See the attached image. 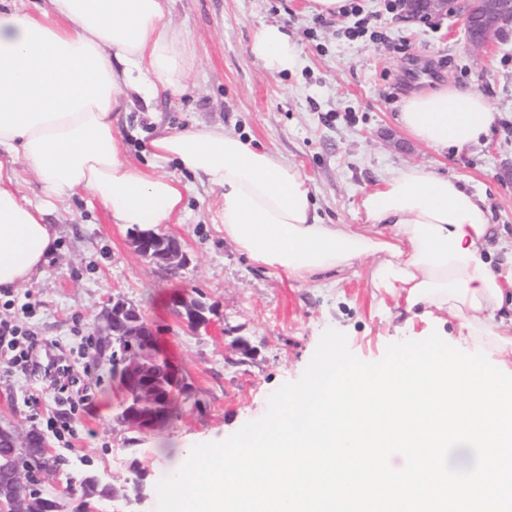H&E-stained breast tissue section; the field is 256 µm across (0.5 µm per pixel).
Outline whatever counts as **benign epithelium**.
I'll return each mask as SVG.
<instances>
[{"label": "benign epithelium", "mask_w": 512, "mask_h": 512, "mask_svg": "<svg viewBox=\"0 0 512 512\" xmlns=\"http://www.w3.org/2000/svg\"><path fill=\"white\" fill-rule=\"evenodd\" d=\"M405 15H424L430 19H440L455 15L463 21L468 41L477 50L483 49L500 37L504 25L512 23V0H457L456 9L450 8V0H403ZM187 262L186 255L178 249L162 257L152 258V263L169 271L182 269ZM151 331L149 326L132 327L124 335L121 345L132 353ZM161 422V415L149 412L142 416H133L128 428L147 430ZM13 446V454L8 475L16 490V496L10 502H0V512H22L21 506L28 496L31 479L36 474L41 461L52 455L51 444L47 437L39 438L31 444L30 435L22 437L8 428L0 429V442Z\"/></svg>", "instance_id": "obj_1"}]
</instances>
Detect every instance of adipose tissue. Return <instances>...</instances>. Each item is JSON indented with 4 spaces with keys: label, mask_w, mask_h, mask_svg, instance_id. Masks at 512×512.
Segmentation results:
<instances>
[{
    "label": "adipose tissue",
    "mask_w": 512,
    "mask_h": 512,
    "mask_svg": "<svg viewBox=\"0 0 512 512\" xmlns=\"http://www.w3.org/2000/svg\"><path fill=\"white\" fill-rule=\"evenodd\" d=\"M252 50L272 72L288 70L295 50L276 25L257 32ZM194 53L176 37L171 0H45L30 12L0 9V288L42 272L55 250L46 210L18 191L13 159L24 161L46 201L85 192L130 229L174 224L183 185L159 172L168 162L220 192L215 222L253 262L301 283L375 258L373 286L404 297L426 323L444 312L458 322L462 347H483L512 370V267L487 249L490 212L459 179L411 166L383 180L360 203L371 228L326 224L310 187L279 162L220 127L164 132L153 162L126 156L112 114L121 96L178 97L190 86ZM400 125L437 150L462 152L490 136L496 114L486 96L449 87L407 98ZM390 225L391 235L376 232Z\"/></svg>",
    "instance_id": "adipose-tissue-1"
}]
</instances>
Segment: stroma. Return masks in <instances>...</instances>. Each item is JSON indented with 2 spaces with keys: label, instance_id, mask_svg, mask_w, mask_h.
I'll use <instances>...</instances> for the list:
<instances>
[{
  "label": "stroma",
  "instance_id": "1",
  "mask_svg": "<svg viewBox=\"0 0 512 512\" xmlns=\"http://www.w3.org/2000/svg\"><path fill=\"white\" fill-rule=\"evenodd\" d=\"M387 2L366 0L377 18L369 34L351 37L348 19H319L310 0H173L175 32L195 51L192 85L171 101L123 100L116 127L129 159L152 163L148 143L161 130L221 126L298 168L324 223L352 225L364 223L360 201L381 179L423 166L460 178L485 199L494 258H512V26L477 53L458 17L409 19L387 12ZM265 25L282 26L295 46L290 70L270 72L251 53ZM449 86L481 92L497 116L489 142L457 155L418 143L396 121L406 98ZM162 171L185 187L179 223L158 229L180 241L189 257L184 269L173 275L150 263L132 247L131 232L78 193L48 212L57 249L44 274L11 293L19 304L32 298L35 308L18 315L19 325L80 361L91 396L75 415L71 449L59 451L63 474L44 479L46 492L63 497L68 480H80L88 465L121 486L146 473L141 495L99 500L96 512H156V485L175 472L172 442L216 441L264 416L270 395L301 377L326 329L344 332L366 362L411 334L435 332L450 344L457 337L447 316L436 329L418 322L401 332L395 299L371 284L373 258L324 274L320 288L252 262L214 222L217 190L175 163ZM195 292L210 306L211 324L194 333L175 302ZM114 298L139 309L197 408L147 431L115 422L121 397L96 360L98 318ZM30 388L21 377L0 384V425L44 430L59 406L49 394L24 403Z\"/></svg>",
  "mask_w": 512,
  "mask_h": 512
}]
</instances>
